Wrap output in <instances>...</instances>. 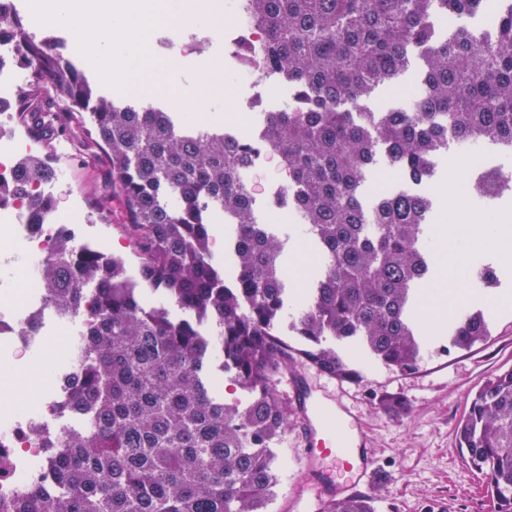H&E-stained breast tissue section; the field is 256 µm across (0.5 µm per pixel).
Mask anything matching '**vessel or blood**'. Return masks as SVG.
Masks as SVG:
<instances>
[{
  "label": "vessel or blood",
  "instance_id": "1",
  "mask_svg": "<svg viewBox=\"0 0 512 512\" xmlns=\"http://www.w3.org/2000/svg\"><path fill=\"white\" fill-rule=\"evenodd\" d=\"M293 396L311 461L303 506L306 512H319L324 500L371 484L376 460L366 448L357 417L340 399L315 395L313 388L298 384Z\"/></svg>",
  "mask_w": 512,
  "mask_h": 512
}]
</instances>
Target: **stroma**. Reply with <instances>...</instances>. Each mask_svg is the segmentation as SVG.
I'll return each instance as SVG.
<instances>
[{
	"mask_svg": "<svg viewBox=\"0 0 512 512\" xmlns=\"http://www.w3.org/2000/svg\"><path fill=\"white\" fill-rule=\"evenodd\" d=\"M178 11L185 14L184 25L158 22L151 26L145 39V53L153 62L165 64L159 87L145 91L139 87L121 89L112 76L97 72L96 77L105 95L139 104H153L174 113L189 127L206 124L227 132H251L259 125L264 110L279 112L289 106L277 95L275 88H266L268 107L248 109L242 100H235L234 112H226L223 97L206 98L210 113L198 121L190 111L195 100L204 98L200 77L209 69L211 60L224 54V31L236 18L244 17L243 8L213 18L198 0H179ZM409 68L395 82L376 89L366 100V108L375 112H406L411 108L408 90L414 89L423 67L420 49L409 51ZM33 153L50 160L54 169L63 173L58 188L60 208H75L81 221L82 235L101 240L126 260L130 277H138L140 258L130 237L120 202H113L110 212L92 213L89 201L111 179V168L104 153H97L95 164H86L79 155L56 157L54 141H35ZM464 147L449 140L432 158V178L428 193L432 205L427 214V232L422 246L437 272L433 282L417 288L418 303H425L436 294L446 293L450 285L444 272L450 267L449 255L457 237L468 233L469 226L448 219V200L443 192L448 173L456 156ZM477 160L470 169L461 170L459 182L475 183L490 169L512 173V150L489 142L472 147ZM390 180L395 193H415L419 187L399 175L389 166L384 155L365 172L358 189L365 207L376 202V179ZM256 223L266 225L282 243V266L296 269L297 277L288 283V305L296 307L303 297L302 281L309 272L303 267L313 246L304 237L300 216L288 203L278 202L276 195L259 196L253 205ZM490 266L497 274L495 287L474 288L470 276L474 269ZM459 296L453 311L466 306L483 309L489 315L491 334L471 350L459 351L448 344L447 317L436 325L420 321L419 328L427 347L417 369L403 373L365 356L358 348L347 350L350 364L358 370L357 379H334L324 376L297 358V378L306 381L318 392L340 397L359 419L365 436L375 450L376 462L385 478L369 487L368 492L379 500V512H497V506L487 492L488 478L474 469L463 457L456 442V428L463 418L474 393L500 370L512 367V262L504 259L501 249L493 244L464 253L458 270ZM291 380L283 377L277 384L280 399L288 403V428L277 441L279 479L272 512H303L300 499L301 480L306 470L303 447V424L296 407L291 406ZM404 398L409 412L399 418L385 413L384 399Z\"/></svg>",
	"mask_w": 512,
	"mask_h": 512,
	"instance_id": "obj_1",
	"label": "stroma"
}]
</instances>
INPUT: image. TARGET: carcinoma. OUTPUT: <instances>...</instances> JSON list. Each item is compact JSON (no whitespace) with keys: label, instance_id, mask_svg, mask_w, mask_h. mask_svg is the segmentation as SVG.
Returning a JSON list of instances; mask_svg holds the SVG:
<instances>
[{"label":"carcinoma","instance_id":"1","mask_svg":"<svg viewBox=\"0 0 512 512\" xmlns=\"http://www.w3.org/2000/svg\"><path fill=\"white\" fill-rule=\"evenodd\" d=\"M485 0H244L251 26L266 33L265 65L293 90L282 112L263 114L257 134L181 126L154 105L105 96L96 79L47 49L22 16L0 15L17 59L33 65L19 100L29 135L45 139L78 113L81 146L103 150L112 183L93 198L124 207L140 255V278L107 250L81 253L57 240L44 265L47 305L78 323L67 397L53 415L78 422L50 465L54 486L0 504V512H268L279 483L275 441L288 427L277 381L294 362L280 334L288 297L280 241L252 217L239 173L259 147L288 170L291 206L323 262L288 329L320 373L354 374L338 343L411 373L422 341L415 289L432 273L421 236L427 193L357 195L384 146L387 163L424 182L431 157L448 144L490 141L512 148V0H498L491 35L453 31L432 40V11L446 19ZM425 48L422 90L409 112H355L401 76L408 48ZM0 202L25 199L39 215L51 199L31 190L51 172L43 157L18 160ZM476 192L512 191V176L484 173ZM235 218L228 239L234 274L213 262V217ZM166 303L145 302L146 292ZM480 310L457 315L448 342L468 350L486 340ZM233 374L249 399L226 402L215 372ZM459 448L488 476L498 512H512V367L470 400ZM322 512H377L371 495L329 499Z\"/></svg>","mask_w":512,"mask_h":512}]
</instances>
